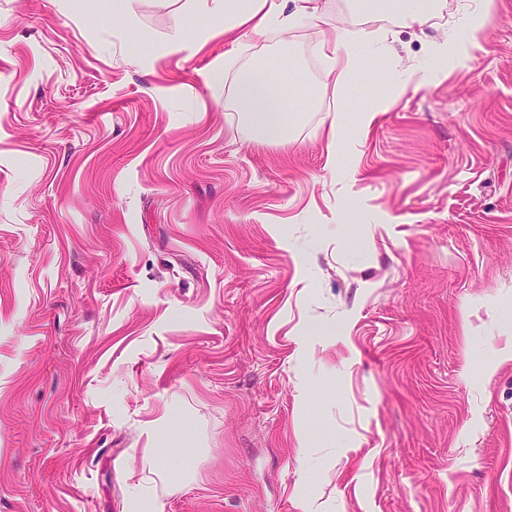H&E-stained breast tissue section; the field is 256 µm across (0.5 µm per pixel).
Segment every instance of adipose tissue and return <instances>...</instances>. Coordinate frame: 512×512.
I'll use <instances>...</instances> for the list:
<instances>
[{"instance_id":"1","label":"adipose tissue","mask_w":512,"mask_h":512,"mask_svg":"<svg viewBox=\"0 0 512 512\" xmlns=\"http://www.w3.org/2000/svg\"><path fill=\"white\" fill-rule=\"evenodd\" d=\"M212 17L223 25L225 35L244 32L250 42L267 41L271 33L290 30L301 18L321 14V0H212ZM447 0H358V14L386 19L395 25H423L442 13ZM365 31L336 28L324 42L326 68L335 73L341 85H349L357 73L361 57L356 46ZM281 93L266 77L263 63H256L239 75L235 97L246 114L250 127L269 140L282 137L278 111Z\"/></svg>"}]
</instances>
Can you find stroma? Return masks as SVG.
<instances>
[{
  "instance_id": "obj_1",
  "label": "stroma",
  "mask_w": 512,
  "mask_h": 512,
  "mask_svg": "<svg viewBox=\"0 0 512 512\" xmlns=\"http://www.w3.org/2000/svg\"><path fill=\"white\" fill-rule=\"evenodd\" d=\"M112 2L0 0V512H512V0L373 21L400 71L482 25L366 129L323 0L283 144L235 104L281 39ZM473 14L462 13L456 20L451 35L441 43H436L432 48V56L448 55V49L454 48L457 55L466 47L470 37L477 30L478 24Z\"/></svg>"
}]
</instances>
